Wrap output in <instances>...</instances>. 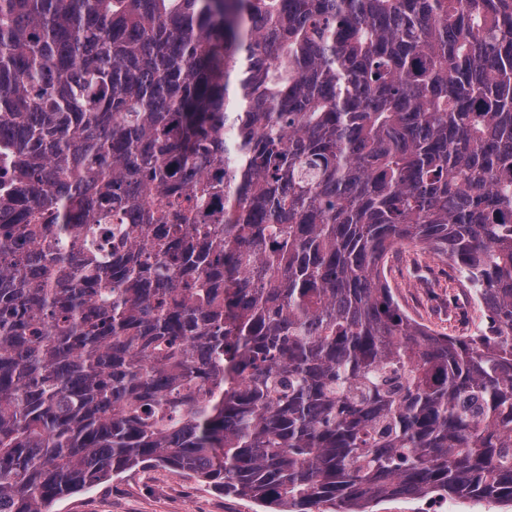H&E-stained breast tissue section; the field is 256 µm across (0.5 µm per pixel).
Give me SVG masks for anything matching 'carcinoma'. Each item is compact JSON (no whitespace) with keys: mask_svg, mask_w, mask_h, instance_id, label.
Masks as SVG:
<instances>
[{"mask_svg":"<svg viewBox=\"0 0 512 512\" xmlns=\"http://www.w3.org/2000/svg\"><path fill=\"white\" fill-rule=\"evenodd\" d=\"M150 467L512 502V0H0V512ZM425 255L406 250L393 256L388 263L391 267V274L387 276L389 284L411 317L441 332L459 335L456 332L459 315L456 310H448V291L455 296L459 309L468 305L467 295L450 280L452 271L446 261L432 257L427 259L432 260L428 269L414 271V263L420 266ZM414 275L422 276L420 283L413 282ZM448 285L452 289L448 290Z\"/></svg>","mask_w":512,"mask_h":512,"instance_id":"cac0c4a2","label":"carcinoma"}]
</instances>
